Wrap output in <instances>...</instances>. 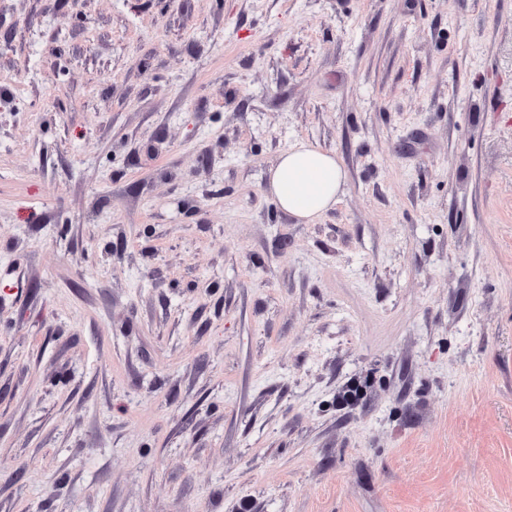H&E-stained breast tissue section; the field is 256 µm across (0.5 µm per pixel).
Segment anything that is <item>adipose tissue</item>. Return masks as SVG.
<instances>
[{
    "label": "adipose tissue",
    "mask_w": 512,
    "mask_h": 512,
    "mask_svg": "<svg viewBox=\"0 0 512 512\" xmlns=\"http://www.w3.org/2000/svg\"><path fill=\"white\" fill-rule=\"evenodd\" d=\"M345 182L334 153L302 142L280 155L267 191L282 211L311 224L335 206Z\"/></svg>",
    "instance_id": "adipose-tissue-1"
}]
</instances>
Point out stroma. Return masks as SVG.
<instances>
[{"label":"stroma","instance_id":"1","mask_svg":"<svg viewBox=\"0 0 512 512\" xmlns=\"http://www.w3.org/2000/svg\"><path fill=\"white\" fill-rule=\"evenodd\" d=\"M0 512H512V0H0ZM345 182L334 153L302 142L280 155L270 170L267 192L282 211L312 224L336 205Z\"/></svg>","mask_w":512,"mask_h":512}]
</instances>
